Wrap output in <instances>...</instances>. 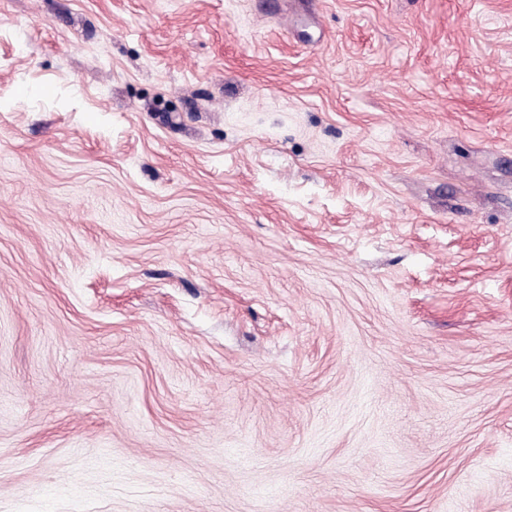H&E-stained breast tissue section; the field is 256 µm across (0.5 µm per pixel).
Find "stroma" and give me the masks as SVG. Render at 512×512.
I'll list each match as a JSON object with an SVG mask.
<instances>
[{"mask_svg":"<svg viewBox=\"0 0 512 512\" xmlns=\"http://www.w3.org/2000/svg\"><path fill=\"white\" fill-rule=\"evenodd\" d=\"M0 512H512V0H0Z\"/></svg>","mask_w":512,"mask_h":512,"instance_id":"stroma-1","label":"stroma"}]
</instances>
